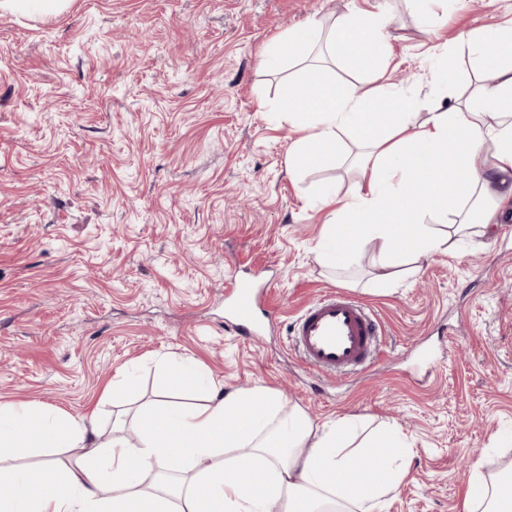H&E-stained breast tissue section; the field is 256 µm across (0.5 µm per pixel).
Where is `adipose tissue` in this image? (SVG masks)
Listing matches in <instances>:
<instances>
[{"label": "adipose tissue", "mask_w": 512, "mask_h": 512, "mask_svg": "<svg viewBox=\"0 0 512 512\" xmlns=\"http://www.w3.org/2000/svg\"><path fill=\"white\" fill-rule=\"evenodd\" d=\"M384 10L350 5L330 28L313 19L288 29L263 63L308 64L316 48L368 75V86L289 77L276 106L295 132L288 169L304 176L327 163L341 140L354 148L361 179L333 206L315 247L328 270L346 268L366 242L388 283L405 257L448 252L483 235L512 211V23L465 35L491 81L420 119L412 96L385 82L390 54ZM169 395L141 405L136 441H100L85 417L37 404H0V512H374L408 475L399 430L353 438L354 416L316 428L284 412L261 387L223 391L192 360L163 362ZM80 449L73 464L53 453ZM465 512H512V480L473 472Z\"/></svg>", "instance_id": "adipose-tissue-1"}]
</instances>
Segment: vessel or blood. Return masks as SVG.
<instances>
[{
  "instance_id": "vessel-or-blood-1",
  "label": "vessel or blood",
  "mask_w": 512,
  "mask_h": 512,
  "mask_svg": "<svg viewBox=\"0 0 512 512\" xmlns=\"http://www.w3.org/2000/svg\"><path fill=\"white\" fill-rule=\"evenodd\" d=\"M229 296L237 333L259 335L262 292L250 281L240 280L231 282ZM381 336L371 311L338 292L313 301L294 320L290 332L291 344L307 369L340 376L365 370L376 356Z\"/></svg>"
}]
</instances>
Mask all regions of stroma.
<instances>
[{"mask_svg": "<svg viewBox=\"0 0 512 512\" xmlns=\"http://www.w3.org/2000/svg\"><path fill=\"white\" fill-rule=\"evenodd\" d=\"M348 0H70L56 14L0 11V402L83 416L108 440L116 417L154 397L158 361L191 357L225 391L280 393L315 426L357 415L411 446L409 474L377 512H463L473 468L512 469V229L492 225L417 262L389 290L375 242L349 271L320 267L330 216L321 190L358 178L337 150L304 179L293 134L268 105L279 73L265 50L291 27L331 22ZM388 13L389 78L429 96L432 47L512 17V0ZM258 279L276 323L254 338L230 323L226 287ZM341 291L384 336L371 367L312 375L287 328ZM136 399L101 401L126 372Z\"/></svg>", "mask_w": 512, "mask_h": 512, "instance_id": "stroma-1", "label": "stroma"}]
</instances>
